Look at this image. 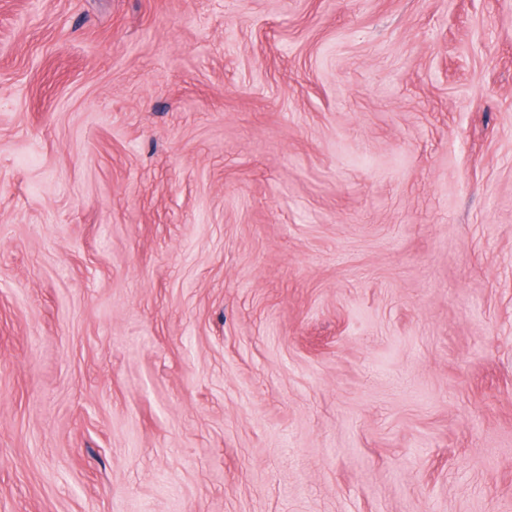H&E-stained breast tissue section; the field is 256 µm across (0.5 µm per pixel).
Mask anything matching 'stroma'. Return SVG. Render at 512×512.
<instances>
[{
  "instance_id": "stroma-1",
  "label": "stroma",
  "mask_w": 512,
  "mask_h": 512,
  "mask_svg": "<svg viewBox=\"0 0 512 512\" xmlns=\"http://www.w3.org/2000/svg\"><path fill=\"white\" fill-rule=\"evenodd\" d=\"M0 512H512V0H0Z\"/></svg>"
}]
</instances>
